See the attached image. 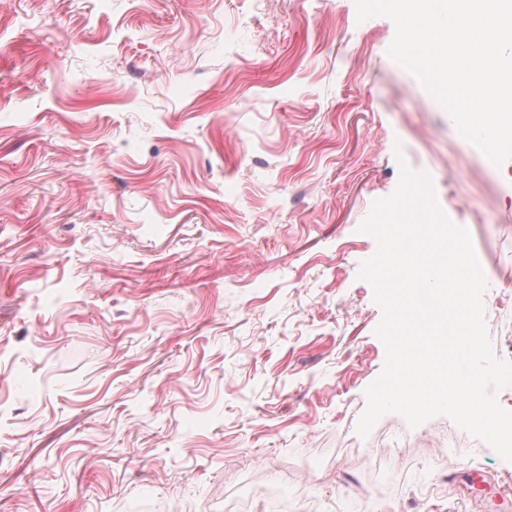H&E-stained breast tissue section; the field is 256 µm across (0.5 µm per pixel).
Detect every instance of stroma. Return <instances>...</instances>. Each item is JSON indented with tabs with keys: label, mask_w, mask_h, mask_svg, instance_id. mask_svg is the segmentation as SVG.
Returning a JSON list of instances; mask_svg holds the SVG:
<instances>
[{
	"label": "stroma",
	"mask_w": 512,
	"mask_h": 512,
	"mask_svg": "<svg viewBox=\"0 0 512 512\" xmlns=\"http://www.w3.org/2000/svg\"><path fill=\"white\" fill-rule=\"evenodd\" d=\"M354 0H0V512H489L512 461L447 417L356 432L386 348L359 226L400 163L486 270L497 166Z\"/></svg>",
	"instance_id": "35a3bbf8"
}]
</instances>
